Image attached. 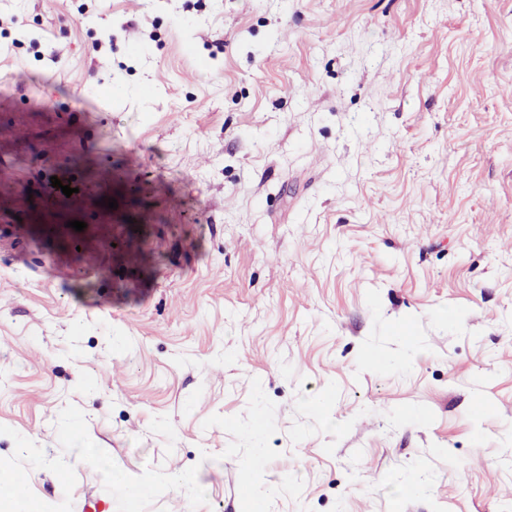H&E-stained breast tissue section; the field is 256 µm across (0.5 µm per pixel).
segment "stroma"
<instances>
[{"label": "stroma", "instance_id": "35a3bbf8", "mask_svg": "<svg viewBox=\"0 0 512 512\" xmlns=\"http://www.w3.org/2000/svg\"><path fill=\"white\" fill-rule=\"evenodd\" d=\"M1 470L512 507V0H0Z\"/></svg>", "mask_w": 512, "mask_h": 512}]
</instances>
